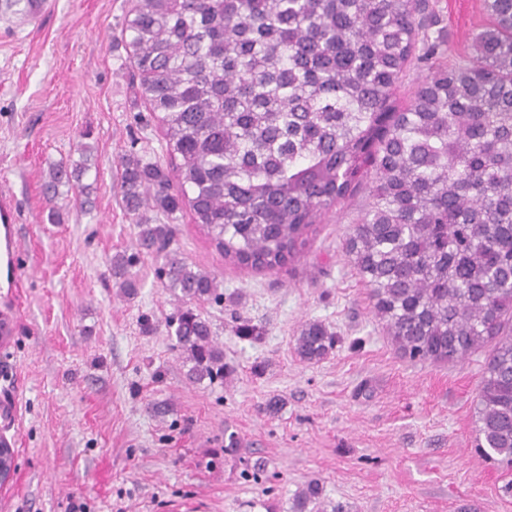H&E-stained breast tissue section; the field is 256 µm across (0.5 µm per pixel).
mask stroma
<instances>
[{"label":"stroma","mask_w":512,"mask_h":512,"mask_svg":"<svg viewBox=\"0 0 512 512\" xmlns=\"http://www.w3.org/2000/svg\"><path fill=\"white\" fill-rule=\"evenodd\" d=\"M456 51L486 23L482 0H433ZM136 0H48L38 20L0 15V191L18 212L22 286L0 352V401L15 469L0 512H292L303 484L347 512H512L504 470L474 448L482 356L412 362L372 314L342 244L368 194L359 185L300 258L269 271L227 263L189 211L156 224L211 273L224 301L199 305L224 382H189L167 323L180 304L118 192L122 156L164 160L165 139L137 94L121 29ZM86 163L83 194L44 184ZM57 217H50V210ZM137 254L124 294L112 260ZM262 328L248 341L234 316ZM336 335L323 360L294 350L302 325ZM281 399L279 413L264 405ZM242 444L224 451V432Z\"/></svg>","instance_id":"35a3bbf8"}]
</instances>
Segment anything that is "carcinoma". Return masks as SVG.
<instances>
[{
    "label": "carcinoma",
    "mask_w": 512,
    "mask_h": 512,
    "mask_svg": "<svg viewBox=\"0 0 512 512\" xmlns=\"http://www.w3.org/2000/svg\"><path fill=\"white\" fill-rule=\"evenodd\" d=\"M43 0H0L28 18ZM488 22L455 55L430 0H136L124 28L140 98L167 161L129 157L119 189L132 215L183 209L224 260L271 270L300 255L314 226L359 179L369 202L346 239L375 315L398 353L453 364L482 353L477 448L512 467V0H483ZM426 68L407 105L394 94ZM86 167H53L44 190L79 188ZM188 307L176 347L200 382L231 374L191 304L214 278L173 248L167 224L137 221ZM117 256L112 276L133 290ZM336 336L317 322L295 339L320 361ZM308 480L293 512L321 498Z\"/></svg>",
    "instance_id": "1"
}]
</instances>
